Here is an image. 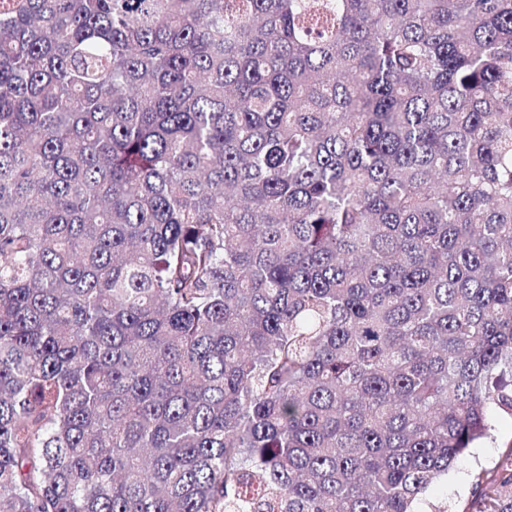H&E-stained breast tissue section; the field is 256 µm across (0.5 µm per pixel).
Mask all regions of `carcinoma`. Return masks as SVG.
<instances>
[{"mask_svg":"<svg viewBox=\"0 0 512 512\" xmlns=\"http://www.w3.org/2000/svg\"><path fill=\"white\" fill-rule=\"evenodd\" d=\"M495 413L512 0H0V512H418Z\"/></svg>","mask_w":512,"mask_h":512,"instance_id":"1","label":"carcinoma"}]
</instances>
